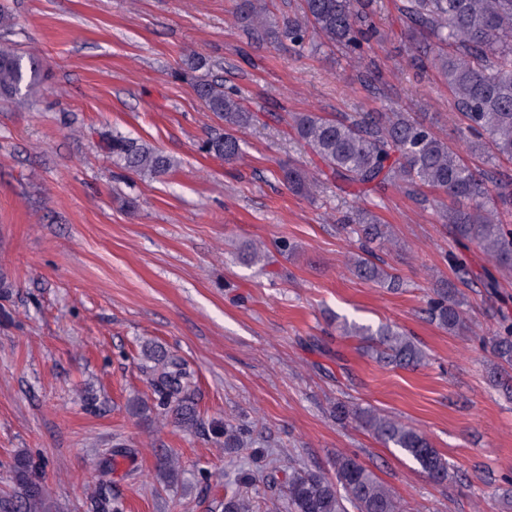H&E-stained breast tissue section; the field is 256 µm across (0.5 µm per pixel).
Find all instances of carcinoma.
I'll return each mask as SVG.
<instances>
[{
  "label": "carcinoma",
  "instance_id": "obj_1",
  "mask_svg": "<svg viewBox=\"0 0 512 512\" xmlns=\"http://www.w3.org/2000/svg\"><path fill=\"white\" fill-rule=\"evenodd\" d=\"M376 0H302L299 12L277 19L265 0H235L234 13L258 42L287 40L300 53L316 54L338 47L354 55L365 53L377 36L372 24ZM401 36L413 47V61L431 64L448 85L454 108L467 121L465 149L474 155L491 151L496 159L512 161V0H404ZM41 72V62L25 56L0 39V99L23 104ZM194 91L208 111L222 123V131L208 137L202 150L230 165L242 155L239 134L259 122L238 90L224 80L193 77ZM288 124L295 139L307 146L323 165L311 172L293 160L281 163L282 181L293 192L314 197L331 177L343 185L367 186L380 194L389 185L411 197L422 209L432 208L450 225L454 235L475 244L492 263L483 287L496 290L499 278L512 277V175L489 161L470 166L461 153L415 120L400 106L385 112H353L336 116L292 112ZM105 152L116 167L149 177H161L177 162L159 149L118 131L103 139ZM429 188L453 200V206L425 195ZM341 230L356 237L350 270L360 279L389 290L402 287L400 277L375 256V249L400 242L389 224L367 207L343 216ZM464 292L440 283L428 302L429 319L451 334L468 329ZM343 334L356 336L381 362L400 368L420 366L422 345L398 328L380 324L343 323ZM493 356L492 385L512 401V318L503 315L486 340ZM152 366L154 406L183 428L197 426L199 416L190 397L194 374L164 352L145 356ZM338 422L353 420L386 445L413 458L432 482L452 480L450 467L430 439L397 418L339 400L333 410ZM245 424L224 425V447L248 444ZM11 490L0 496V512H51L54 500L44 477L36 474L30 456L21 452L11 464ZM287 512H405L403 500L375 473L349 453L336 455L334 477L306 468H291L285 486ZM99 512H124L123 502L98 494ZM224 512H252L241 493L224 499Z\"/></svg>",
  "mask_w": 512,
  "mask_h": 512
}]
</instances>
